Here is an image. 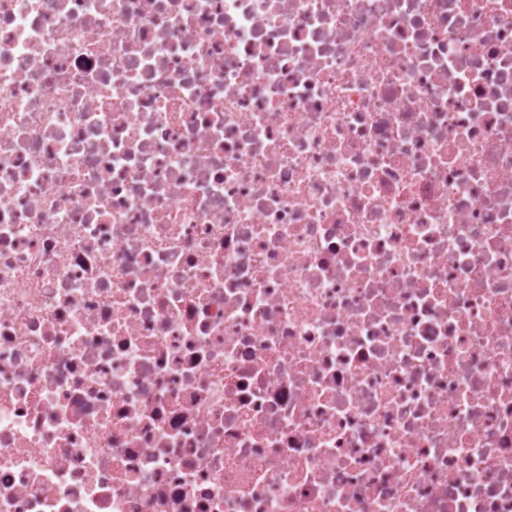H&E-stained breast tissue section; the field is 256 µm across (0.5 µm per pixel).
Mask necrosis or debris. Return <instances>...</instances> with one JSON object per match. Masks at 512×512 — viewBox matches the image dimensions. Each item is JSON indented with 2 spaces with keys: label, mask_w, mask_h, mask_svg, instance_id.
Here are the masks:
<instances>
[{
  "label": "necrosis or debris",
  "mask_w": 512,
  "mask_h": 512,
  "mask_svg": "<svg viewBox=\"0 0 512 512\" xmlns=\"http://www.w3.org/2000/svg\"><path fill=\"white\" fill-rule=\"evenodd\" d=\"M0 512H512V0H0Z\"/></svg>",
  "instance_id": "1"
}]
</instances>
